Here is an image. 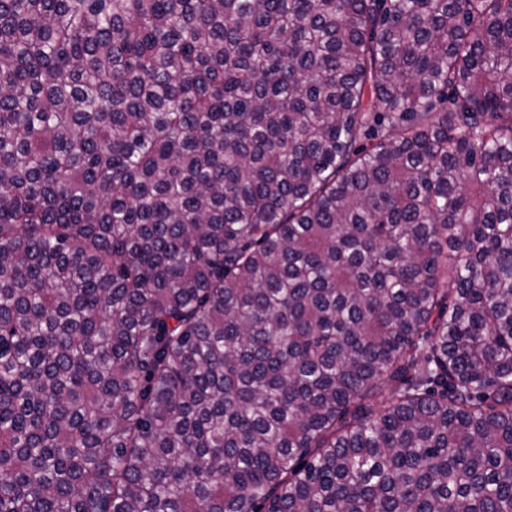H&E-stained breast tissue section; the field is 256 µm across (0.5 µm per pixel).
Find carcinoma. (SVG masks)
I'll return each mask as SVG.
<instances>
[{"instance_id": "carcinoma-1", "label": "carcinoma", "mask_w": 512, "mask_h": 512, "mask_svg": "<svg viewBox=\"0 0 512 512\" xmlns=\"http://www.w3.org/2000/svg\"><path fill=\"white\" fill-rule=\"evenodd\" d=\"M0 512H512V0H0Z\"/></svg>"}]
</instances>
